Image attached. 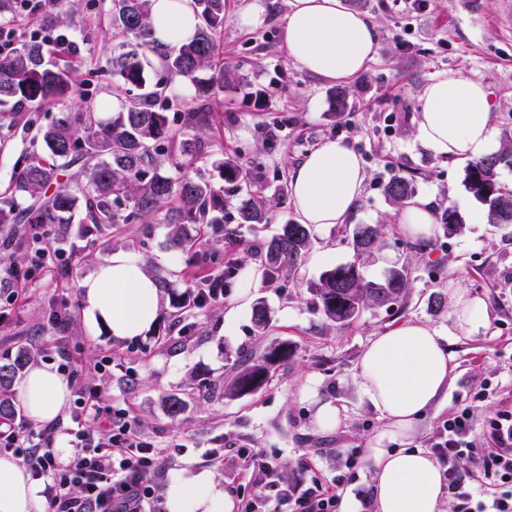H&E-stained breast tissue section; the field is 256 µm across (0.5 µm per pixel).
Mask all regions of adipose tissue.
I'll list each match as a JSON object with an SVG mask.
<instances>
[{"label": "adipose tissue", "instance_id": "ef3b65f1", "mask_svg": "<svg viewBox=\"0 0 512 512\" xmlns=\"http://www.w3.org/2000/svg\"><path fill=\"white\" fill-rule=\"evenodd\" d=\"M153 38L159 48L191 37L198 24L192 0H152ZM287 58L298 68L329 81L361 73L378 50L376 24L345 0H289L285 16ZM485 87L456 74L428 81L420 95L416 138L435 158L476 160L493 141ZM366 173L359 156L342 140L326 139L289 172L295 220L315 228L345 223L360 199ZM406 236L420 241L436 232L425 200H407L397 219ZM83 313L115 340L144 335L160 317L155 277L128 251L115 249L81 284ZM456 368L448 341L438 329L406 321L375 336L362 351L356 378L391 432H414L420 418L444 396ZM72 385L52 365L29 367L18 392L25 414L39 424L57 421ZM376 512H440L443 478L421 448L367 449ZM41 487L19 459L0 455V512H41ZM166 512H232L223 484L207 470L172 481Z\"/></svg>", "mask_w": 512, "mask_h": 512}]
</instances>
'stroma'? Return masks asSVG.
<instances>
[{
  "label": "stroma",
  "mask_w": 512,
  "mask_h": 512,
  "mask_svg": "<svg viewBox=\"0 0 512 512\" xmlns=\"http://www.w3.org/2000/svg\"><path fill=\"white\" fill-rule=\"evenodd\" d=\"M41 2L28 0L18 8L10 22L14 34L50 42L66 36L80 90L102 106L124 100L111 67L112 47L119 40L112 26V0H75V22L50 29L36 21ZM346 2L369 16L379 31L374 61L349 81L326 82L287 61V0H226L224 60L239 66L251 88L265 91V110L255 111L240 91L228 87L213 88L199 98L190 82L169 85L174 104L168 116L177 140L188 136L179 120L184 108L205 106L213 115L204 135L209 147L202 174L223 187L218 165L235 157L251 191L271 209L272 221L260 233L242 228L237 245L230 248L224 245L223 225L214 226L208 240L217 259L206 263L171 247L168 225L111 229L113 247L130 251L168 283L161 291L156 326L124 342L113 341L105 329L89 327L79 303L80 283L105 255L76 234L60 241V253L32 272L24 288L0 291V356L24 347L35 362L73 360L82 369L73 389H99L105 403L127 409L141 434L162 448L157 470L144 478L155 489L153 512H165V492L173 477L201 470L211 471L234 503L257 494L250 471L238 458H209L210 449L222 446L261 451L274 464L281 485L335 482L344 512H374L365 450L373 445L400 448L404 442L388 435L384 420L362 393L355 377L358 359L374 336L402 322L447 329L450 306L436 304L432 297L451 288L484 301L488 320L450 337L457 368L447 397L420 420L414 446L429 448L438 426L464 405H472L481 419L502 403L512 404V230L490 224L487 206L465 190L466 162L434 158L414 135L423 86L441 73H455L486 88L495 129L491 150H502L512 135V36L491 25L493 0H427L421 12L409 10L405 0ZM243 6L257 17L252 26L236 20ZM58 112L54 105L27 113L9 138H0V194L8 189L19 158L31 153L35 129L51 123ZM337 137L361 157L367 173L359 204L344 226L315 230L298 279L267 280L256 289L255 299L264 300L269 309V328L258 332L247 313L234 330L225 331L224 310L235 294L229 286L223 302L175 313L173 293L203 286L217 272L262 257L265 241L294 219L288 199L290 169L324 139ZM396 175L412 178L433 212L457 207L462 230L437 232L426 248L407 249L408 239L394 221L399 207L385 194ZM358 224L386 227L382 248L365 260L367 278L382 279L398 260L409 261L413 275L401 304L366 309L343 328L317 310L309 286L324 270L352 260L345 234ZM60 262L70 266L69 278L58 276ZM285 340L294 353L272 369L259 392L233 399L220 389L198 395L201 379L223 383L240 352L260 354L272 342ZM167 395L188 397V409L170 416L161 403ZM318 397L338 406V427L316 424Z\"/></svg>",
  "instance_id": "1"
}]
</instances>
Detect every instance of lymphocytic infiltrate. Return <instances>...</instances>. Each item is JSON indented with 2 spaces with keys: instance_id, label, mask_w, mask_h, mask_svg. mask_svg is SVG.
<instances>
[{
  "instance_id": "obj_1",
  "label": "lymphocytic infiltrate",
  "mask_w": 512,
  "mask_h": 512,
  "mask_svg": "<svg viewBox=\"0 0 512 512\" xmlns=\"http://www.w3.org/2000/svg\"><path fill=\"white\" fill-rule=\"evenodd\" d=\"M71 452L58 461L54 429L0 422V449L21 456L34 478H49L42 512H146L153 495L142 476L157 467L160 448L145 441L124 411L103 405L96 389H81L71 414ZM491 450L481 484L465 485L456 470L462 454H477L481 441ZM430 446L439 462L449 496L461 512H512V410L497 411L477 424L474 411L463 408L436 430ZM251 466L261 487V503L244 504L242 512H340L335 486L314 483L293 491L273 478V466L252 454Z\"/></svg>"
}]
</instances>
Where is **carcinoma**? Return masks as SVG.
<instances>
[{"label":"carcinoma","instance_id":"carcinoma-1","mask_svg":"<svg viewBox=\"0 0 512 512\" xmlns=\"http://www.w3.org/2000/svg\"><path fill=\"white\" fill-rule=\"evenodd\" d=\"M47 25L61 16L74 17L70 0H48ZM200 19L194 35L164 52L152 39L151 0H112V23L127 40L116 47L112 74L125 86L126 100L112 117L100 121L95 103L85 99L80 112L66 111L32 137L33 154L18 165L10 188L0 196V230L7 234L0 247L12 251L15 269L10 282L21 283L28 275L25 257L32 243H50L63 238L75 211L85 213L90 233L119 224L161 223L172 227L170 243L182 250H204L205 229L224 225V240L237 241L238 228L224 223V195L241 192L245 175L241 165L228 156L220 168L227 189L216 190L194 168L207 145L201 134L210 126L212 115L202 107L183 113V124L196 132L191 139L175 141L170 132L167 107L159 105L165 85L150 83L148 71L153 59L173 82L179 78L194 83L205 96L216 87H234L237 78L224 64L220 34L224 29V0H193ZM72 66L51 59L45 42L32 36L17 43L11 53L0 57V128L13 126L20 112H37L47 105H60L75 94ZM83 163L82 178L75 188H61L41 197V191L58 179L59 169ZM512 168V148L472 161L466 167L464 186L478 201L488 205L491 223L512 224V189L498 180L499 170ZM388 198L402 204L414 198L415 183L400 175L386 186ZM242 223L253 226L269 221L264 204L252 197L241 206ZM438 224L449 233L462 228L457 209L446 208L437 215ZM384 224H358L349 243L354 259L324 271L311 285L325 318L341 327L355 322L368 308H380L402 301L412 269L395 264L382 281L365 277L360 257L376 249L385 235ZM313 229L286 223L266 242L265 267L270 279H295L311 248ZM200 292L191 288L172 298L180 312L198 304ZM292 348L286 341L274 344L260 355L251 352L234 363L224 396L239 397L261 389L271 369L288 360ZM30 361L21 348L13 357L0 361V420L15 416V380Z\"/></svg>","mask_w":512,"mask_h":512}]
</instances>
